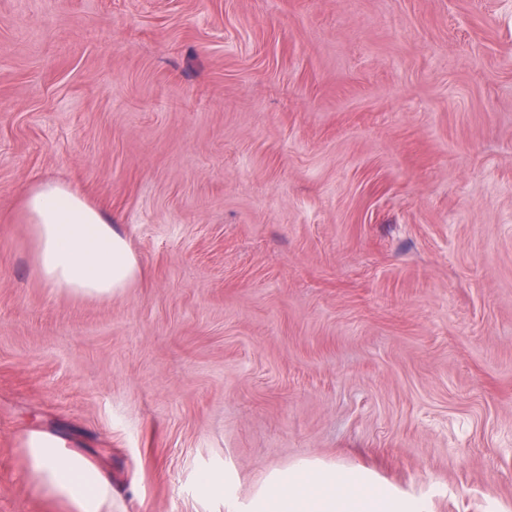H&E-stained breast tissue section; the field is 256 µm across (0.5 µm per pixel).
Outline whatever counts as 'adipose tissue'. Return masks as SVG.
Segmentation results:
<instances>
[{
  "mask_svg": "<svg viewBox=\"0 0 512 512\" xmlns=\"http://www.w3.org/2000/svg\"><path fill=\"white\" fill-rule=\"evenodd\" d=\"M16 221L30 227L34 272L55 288L111 299L141 274V266L111 213L69 187L42 182L22 192ZM30 476L73 512H101L112 485L84 456L65 451L53 436L26 439ZM257 512H420L411 501L365 486L351 471L300 468L277 475Z\"/></svg>",
  "mask_w": 512,
  "mask_h": 512,
  "instance_id": "obj_1",
  "label": "adipose tissue"
}]
</instances>
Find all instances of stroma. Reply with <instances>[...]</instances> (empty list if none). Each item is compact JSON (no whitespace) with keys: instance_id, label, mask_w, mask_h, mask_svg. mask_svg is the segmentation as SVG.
<instances>
[{"instance_id":"obj_1","label":"stroma","mask_w":512,"mask_h":512,"mask_svg":"<svg viewBox=\"0 0 512 512\" xmlns=\"http://www.w3.org/2000/svg\"><path fill=\"white\" fill-rule=\"evenodd\" d=\"M44 180L111 210L122 295L34 274ZM33 431L103 512L303 461L512 512V0H0V512H72ZM26 448L31 479L74 512H100L112 496V484L100 470L84 456L65 451L55 437L31 433Z\"/></svg>"}]
</instances>
